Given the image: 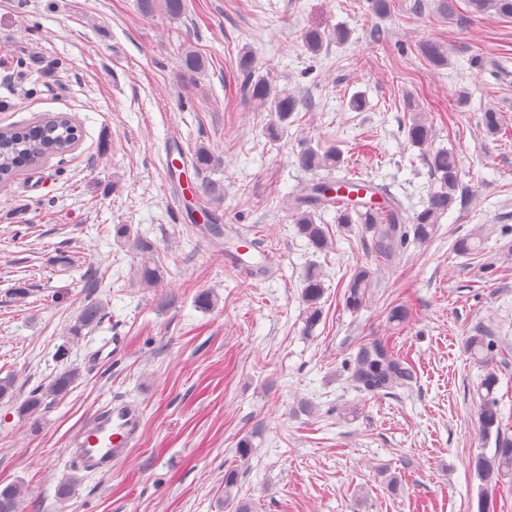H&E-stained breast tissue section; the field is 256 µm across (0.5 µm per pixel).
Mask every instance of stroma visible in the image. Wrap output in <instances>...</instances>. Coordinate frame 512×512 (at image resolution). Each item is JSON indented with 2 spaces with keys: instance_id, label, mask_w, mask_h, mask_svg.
Wrapping results in <instances>:
<instances>
[{
  "instance_id": "stroma-1",
  "label": "stroma",
  "mask_w": 512,
  "mask_h": 512,
  "mask_svg": "<svg viewBox=\"0 0 512 512\" xmlns=\"http://www.w3.org/2000/svg\"><path fill=\"white\" fill-rule=\"evenodd\" d=\"M137 2L0 0V126L63 114L81 130L74 150L0 187V378L14 380L0 400V485L20 487V512H234L224 473L235 466L254 512H478L472 461L494 446L477 430L487 371L512 434V19L470 16L467 0L450 16L437 0L419 11L391 0L383 17L368 0H185L176 19L144 16ZM339 26L349 43L305 49L306 29ZM428 40L447 48V65L422 55ZM188 48L205 60L191 86ZM246 50L257 74L312 102L279 139L242 95ZM356 95L364 111L351 110ZM409 98L433 129L426 149L456 152L471 201L392 261L331 209L333 245L315 251L282 207L311 180L295 164L304 143L341 150L331 179L371 181L421 209L434 181L426 149L407 139ZM488 109L503 123L493 135ZM201 147L211 165L173 180L171 149L190 158ZM193 182L224 185L209 205L222 241L199 215L202 195L179 199ZM120 224L153 243L158 287L141 285L139 254L115 240ZM472 233L479 250L455 252ZM360 266L372 286L352 311L344 294ZM312 270L325 293L308 332ZM91 301L100 323L69 342ZM399 305L400 323L390 319ZM480 329L497 341L490 367L465 350ZM114 336L124 350L98 360ZM373 340L410 369L406 386L352 385L346 366ZM69 368L80 377L67 396L21 413ZM114 396L142 402L141 441L110 475L75 472L67 435ZM247 436L254 451L241 465Z\"/></svg>"
}]
</instances>
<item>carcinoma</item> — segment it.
Listing matches in <instances>:
<instances>
[{
    "label": "carcinoma",
    "mask_w": 512,
    "mask_h": 512,
    "mask_svg": "<svg viewBox=\"0 0 512 512\" xmlns=\"http://www.w3.org/2000/svg\"><path fill=\"white\" fill-rule=\"evenodd\" d=\"M470 14L479 16L490 10L496 14L512 18V0H467ZM161 7L168 15L179 17L185 9L184 0H140V8L151 13ZM349 33L342 27L332 33L318 28H309L303 34L305 48L313 53L318 52L326 41H335L338 45L345 44ZM422 53L434 65H442L447 61L446 49L432 41L422 44ZM205 61L192 50L184 53L181 59L182 74L187 82L192 83L204 68ZM240 68L248 72L245 95L248 100L256 103L271 113V121L266 129L269 138L275 140L289 125L294 113L306 109L310 102L305 98L286 90H279L267 79L255 76L254 59L248 53L241 56ZM408 140L412 145L423 147L432 138V129L426 119L415 115L407 130ZM77 137L74 125L60 121H39L29 126L9 125L0 128V179L5 181L22 171L34 160H45L53 155L68 152L69 139ZM425 164L429 168L437 187L431 191L422 210L409 212L402 204L386 198L381 206L361 202L348 195H326L327 188L332 184H343L352 191L364 190L374 195L379 189L373 185L357 180L312 181L300 194L288 199V212L295 224L299 236L307 240V245L317 252L330 248L331 240L326 225L320 222L321 212L329 206L336 208L338 223L350 226L360 225L366 233L373 234V250L382 258L392 259L399 253L409 238L425 242L438 231L441 219L454 207L457 200L467 199L469 191L461 182L457 157L446 149H439L424 154ZM297 165L304 171L318 169L334 170L343 163L341 152L334 146L322 145L303 147L296 155ZM117 238L130 245L142 255L139 275L142 284L155 286L163 278L161 266L153 258L154 246L145 238L131 236L125 224L116 228ZM371 288L370 272L358 268L352 275L345 292L346 307L356 311L362 307ZM324 294V283L315 274H309L304 280L302 289L303 303L306 305L305 323L311 329L321 320L322 308L320 300ZM102 309L96 302L83 307L76 322L70 328L72 339H79L86 329L100 322ZM466 349L471 357L485 365L494 362L496 350L490 337L478 333L467 337ZM79 378L74 369L58 373L51 382L31 392L21 407V412L33 414L48 397L61 398L66 396ZM411 379L409 369L389 353L388 348L380 343L361 345L354 359L351 380L360 388L375 392L403 386ZM497 376L493 372L486 374L480 389L482 404L478 413L477 425L479 433L486 439L495 438L492 452H481L474 458V468L482 483V491L478 501V512H490L493 491L506 478H512V436L504 433L502 421L494 398ZM20 491L14 485L0 486V512H18Z\"/></svg>",
    "instance_id": "cac0c4a2"
}]
</instances>
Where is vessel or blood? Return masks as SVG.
I'll return each mask as SVG.
<instances>
[{
  "label": "vessel or blood",
  "mask_w": 512,
  "mask_h": 512,
  "mask_svg": "<svg viewBox=\"0 0 512 512\" xmlns=\"http://www.w3.org/2000/svg\"><path fill=\"white\" fill-rule=\"evenodd\" d=\"M143 421L138 401H106L69 435L65 450L69 463L93 474H111L128 460Z\"/></svg>",
  "instance_id": "b4317fda"
}]
</instances>
